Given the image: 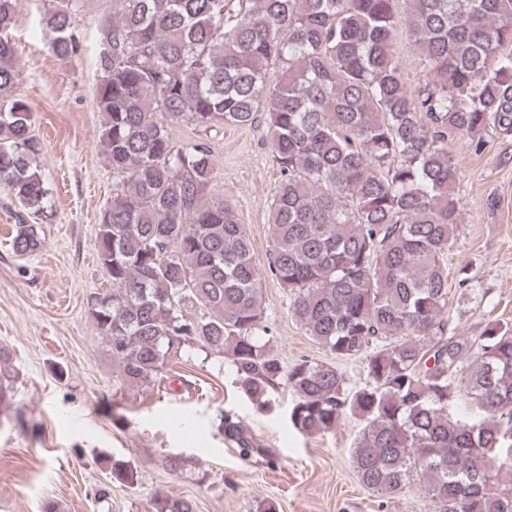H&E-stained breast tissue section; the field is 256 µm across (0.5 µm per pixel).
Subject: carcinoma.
<instances>
[{"label":"carcinoma","instance_id":"cac0c4a2","mask_svg":"<svg viewBox=\"0 0 512 512\" xmlns=\"http://www.w3.org/2000/svg\"><path fill=\"white\" fill-rule=\"evenodd\" d=\"M16 2L0 0V183L37 213L47 189L8 38ZM393 2L112 0L96 96L117 178L96 229L112 292L91 297L89 317L128 388L150 387L196 346L228 359L256 410L291 388L302 434L362 421L352 466L373 494L416 485L432 512H512V480L500 477L512 470V324L459 336L447 316L462 220L448 140L469 136L479 151L489 133H512V0H408L427 75L414 91L392 53ZM45 27L57 57L80 53L71 0ZM260 112L280 171L262 265L233 203L208 197L216 161L204 137ZM185 120L202 136L178 143L171 127ZM40 246L34 225H16L17 252ZM265 275L335 362L283 367ZM361 357L366 382L350 389L339 363ZM462 390L474 411L454 418ZM220 428L244 463L276 464L235 411ZM107 471L100 500L136 481L123 460ZM158 512L196 504L166 500Z\"/></svg>","mask_w":512,"mask_h":512}]
</instances>
